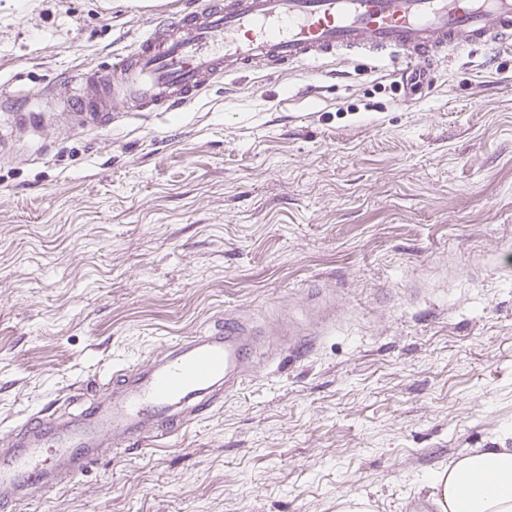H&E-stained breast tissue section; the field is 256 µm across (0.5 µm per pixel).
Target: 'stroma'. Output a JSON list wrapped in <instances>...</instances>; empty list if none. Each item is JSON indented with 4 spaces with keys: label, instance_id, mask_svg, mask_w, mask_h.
<instances>
[{
    "label": "stroma",
    "instance_id": "stroma-1",
    "mask_svg": "<svg viewBox=\"0 0 512 512\" xmlns=\"http://www.w3.org/2000/svg\"><path fill=\"white\" fill-rule=\"evenodd\" d=\"M145 0H0V101L134 50ZM0 448L234 313L257 378L170 438L122 440L15 512H405L512 438V49L439 67L224 77L112 125L0 117ZM339 316L315 351L270 332Z\"/></svg>",
    "mask_w": 512,
    "mask_h": 512
}]
</instances>
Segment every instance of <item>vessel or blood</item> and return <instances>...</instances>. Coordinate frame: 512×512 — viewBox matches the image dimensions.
Returning a JSON list of instances; mask_svg holds the SVG:
<instances>
[{
    "mask_svg": "<svg viewBox=\"0 0 512 512\" xmlns=\"http://www.w3.org/2000/svg\"><path fill=\"white\" fill-rule=\"evenodd\" d=\"M512 48V0H173L135 50L81 73L65 111L111 125L112 103L175 112L223 78L259 63L319 68L330 60L388 61L429 73L448 54ZM321 309L311 328H287L281 346L305 355L333 326ZM254 332L226 315L216 331L169 345L126 370L112 398L81 419L35 414L0 452V502H18L103 456L113 438H162L192 414L239 390L256 371Z\"/></svg>",
    "mask_w": 512,
    "mask_h": 512,
    "instance_id": "b4317fda",
    "label": "vessel or blood"
}]
</instances>
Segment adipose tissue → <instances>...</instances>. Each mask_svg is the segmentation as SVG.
I'll return each mask as SVG.
<instances>
[{
    "mask_svg": "<svg viewBox=\"0 0 512 512\" xmlns=\"http://www.w3.org/2000/svg\"><path fill=\"white\" fill-rule=\"evenodd\" d=\"M435 512H512V448H467L421 486Z\"/></svg>",
    "mask_w": 512,
    "mask_h": 512,
    "instance_id": "1",
    "label": "adipose tissue"
}]
</instances>
